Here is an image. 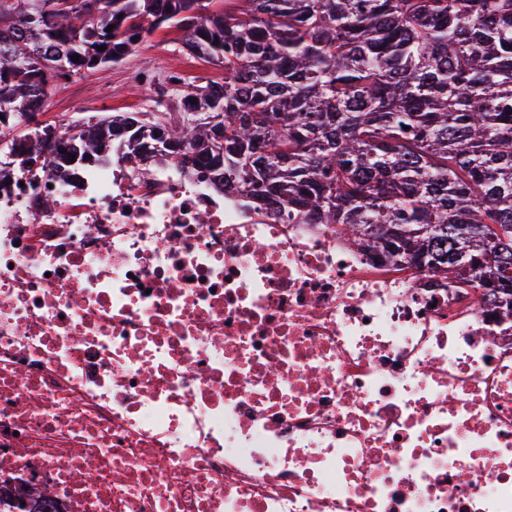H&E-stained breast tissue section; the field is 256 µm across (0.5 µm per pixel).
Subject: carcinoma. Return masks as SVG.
Here are the masks:
<instances>
[{
  "mask_svg": "<svg viewBox=\"0 0 512 512\" xmlns=\"http://www.w3.org/2000/svg\"><path fill=\"white\" fill-rule=\"evenodd\" d=\"M0 0V115L42 145L19 164L171 154L295 224L478 281L512 317V0ZM112 31H106L108 26ZM160 28L224 68L174 121L36 116L47 90L115 65ZM105 50H99V47ZM79 56L74 62L72 57Z\"/></svg>",
  "mask_w": 512,
  "mask_h": 512,
  "instance_id": "obj_1",
  "label": "carcinoma"
}]
</instances>
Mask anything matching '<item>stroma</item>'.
<instances>
[{"instance_id":"35a3bbf8","label":"stroma","mask_w":512,"mask_h":512,"mask_svg":"<svg viewBox=\"0 0 512 512\" xmlns=\"http://www.w3.org/2000/svg\"><path fill=\"white\" fill-rule=\"evenodd\" d=\"M158 35L169 42L166 56H158L145 41L116 65L88 71L57 83L48 92L41 122L47 124L60 119L81 124L115 109L125 112L156 111V103L137 84L135 75L137 71L145 70L161 77L175 62L186 63L192 83L223 81V69L201 59L190 58L182 46L180 32L162 29Z\"/></svg>"}]
</instances>
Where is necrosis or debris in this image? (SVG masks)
Here are the masks:
<instances>
[{
    "instance_id": "4bbe7bcc",
    "label": "necrosis or debris",
    "mask_w": 512,
    "mask_h": 512,
    "mask_svg": "<svg viewBox=\"0 0 512 512\" xmlns=\"http://www.w3.org/2000/svg\"><path fill=\"white\" fill-rule=\"evenodd\" d=\"M0 160V488L55 512H512V318L180 158Z\"/></svg>"
}]
</instances>
